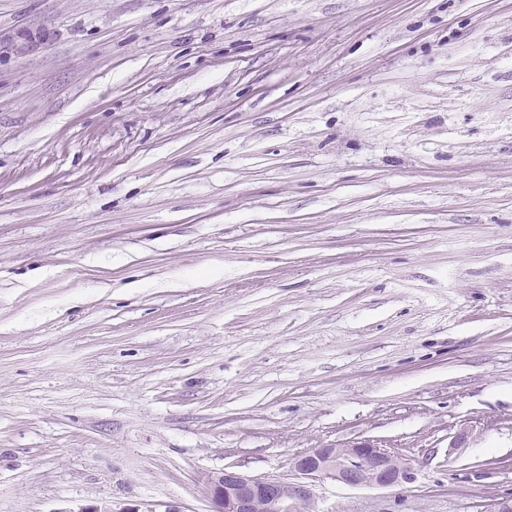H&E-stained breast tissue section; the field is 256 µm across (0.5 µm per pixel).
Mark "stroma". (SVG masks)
Here are the masks:
<instances>
[{
	"label": "stroma",
	"instance_id": "stroma-1",
	"mask_svg": "<svg viewBox=\"0 0 512 512\" xmlns=\"http://www.w3.org/2000/svg\"><path fill=\"white\" fill-rule=\"evenodd\" d=\"M363 440L512 498V0H0V512Z\"/></svg>",
	"mask_w": 512,
	"mask_h": 512
}]
</instances>
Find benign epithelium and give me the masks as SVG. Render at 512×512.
Listing matches in <instances>:
<instances>
[{
    "label": "benign epithelium",
    "instance_id": "1",
    "mask_svg": "<svg viewBox=\"0 0 512 512\" xmlns=\"http://www.w3.org/2000/svg\"><path fill=\"white\" fill-rule=\"evenodd\" d=\"M295 478L254 477L233 468L204 477L213 512H300L313 502L312 483L332 480L350 487L393 488L416 480L406 456L368 442L326 445L292 460Z\"/></svg>",
    "mask_w": 512,
    "mask_h": 512
}]
</instances>
